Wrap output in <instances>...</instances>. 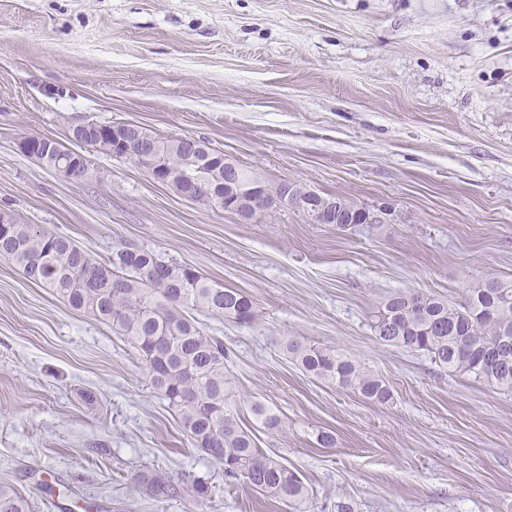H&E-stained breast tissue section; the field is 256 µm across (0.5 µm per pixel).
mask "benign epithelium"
Returning <instances> with one entry per match:
<instances>
[{
  "label": "benign epithelium",
  "instance_id": "1",
  "mask_svg": "<svg viewBox=\"0 0 512 512\" xmlns=\"http://www.w3.org/2000/svg\"><path fill=\"white\" fill-rule=\"evenodd\" d=\"M121 127L128 129L123 136L112 139V156L122 159L128 154H137L140 158L151 160L159 152L157 143L142 139L132 133L133 123L125 122ZM224 180L209 191L210 200L226 202V209L237 213L246 220L272 209H292L305 214L316 224H382L387 207L378 209L362 208L352 200L338 195L325 197L323 194L301 184H283L280 191L268 193L259 183L248 186L238 180L239 166L234 161L223 158Z\"/></svg>",
  "mask_w": 512,
  "mask_h": 512
}]
</instances>
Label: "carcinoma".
Returning a JSON list of instances; mask_svg holds the SVG:
<instances>
[{
  "label": "carcinoma",
  "instance_id": "1",
  "mask_svg": "<svg viewBox=\"0 0 512 512\" xmlns=\"http://www.w3.org/2000/svg\"><path fill=\"white\" fill-rule=\"evenodd\" d=\"M160 145L163 166L176 175L175 186L199 201L198 186L224 176L217 165L196 162L178 139L150 133ZM80 140L96 152L112 154V123L92 121ZM45 162L77 161L79 155L57 141L43 142ZM0 258L12 262L29 281L47 288L69 307L103 323L137 351L151 386L167 402L192 447L224 469L225 481L241 483L288 503H304L309 491L301 476L259 448L231 404L224 372V342L208 335L193 311L222 316L249 326L256 319L253 301L244 292L222 287L198 270L163 260L152 251L118 248L101 262L73 239L17 219L0 223ZM370 328L384 344L427 353L441 368L512 390V281L477 279L456 304L441 296L397 290L370 312ZM288 355L313 377L349 388L384 403L390 391L378 376L339 349L292 338ZM252 413L265 427L279 419L261 403ZM135 482L149 497L165 502L181 496L183 486L158 471H143ZM0 512H31L15 487L0 484Z\"/></svg>",
  "mask_w": 512,
  "mask_h": 512
}]
</instances>
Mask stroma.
Wrapping results in <instances>:
<instances>
[{"label": "stroma", "mask_w": 512, "mask_h": 512, "mask_svg": "<svg viewBox=\"0 0 512 512\" xmlns=\"http://www.w3.org/2000/svg\"><path fill=\"white\" fill-rule=\"evenodd\" d=\"M88 119L202 138L269 180L390 213L247 221L130 160L93 154L70 181L18 147ZM0 210L95 257L151 250L248 294L252 325L201 321L258 447L301 474L305 512H512V391L368 324L398 289L458 302L471 280L512 281V0H0ZM293 336L355 357L389 401L305 373ZM145 470L182 497L150 500ZM198 477L207 498L189 490ZM0 482L33 512H290L228 485L123 338L3 259Z\"/></svg>", "instance_id": "1"}]
</instances>
